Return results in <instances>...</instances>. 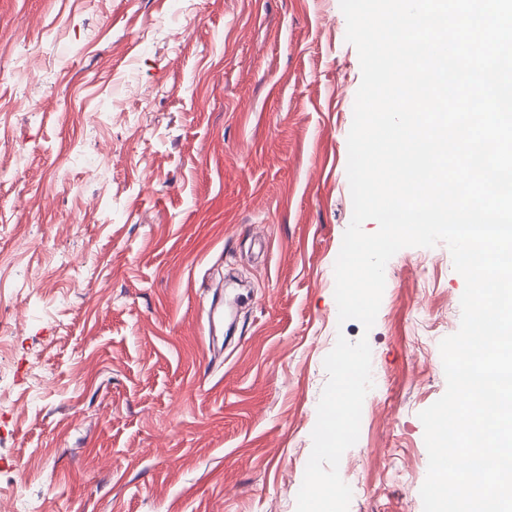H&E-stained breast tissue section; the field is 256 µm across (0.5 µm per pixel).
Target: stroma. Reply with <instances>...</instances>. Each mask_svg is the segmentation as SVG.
I'll return each instance as SVG.
<instances>
[{"mask_svg":"<svg viewBox=\"0 0 512 512\" xmlns=\"http://www.w3.org/2000/svg\"><path fill=\"white\" fill-rule=\"evenodd\" d=\"M345 35L339 0H0V512H296L341 335L375 374L349 512H423L465 281L406 247L338 320Z\"/></svg>","mask_w":512,"mask_h":512,"instance_id":"35a3bbf8","label":"stroma"}]
</instances>
